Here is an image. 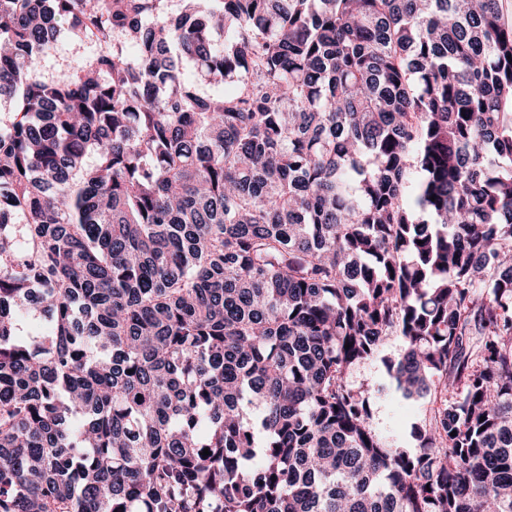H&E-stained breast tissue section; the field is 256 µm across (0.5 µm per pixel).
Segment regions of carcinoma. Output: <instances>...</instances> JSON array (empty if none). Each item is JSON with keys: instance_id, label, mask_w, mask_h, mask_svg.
<instances>
[{"instance_id": "obj_1", "label": "carcinoma", "mask_w": 512, "mask_h": 512, "mask_svg": "<svg viewBox=\"0 0 512 512\" xmlns=\"http://www.w3.org/2000/svg\"><path fill=\"white\" fill-rule=\"evenodd\" d=\"M169 2L0 0V512H512L501 0ZM98 51L99 47L95 43L64 33L43 55L38 70L46 79L60 78L77 70L88 57ZM347 383L355 390L366 391L371 396V425L382 437L396 447L413 450L416 446L412 427L433 415L429 398L406 399L395 385L390 384L380 358L363 361L349 371ZM385 390L375 395L377 386Z\"/></svg>"}]
</instances>
